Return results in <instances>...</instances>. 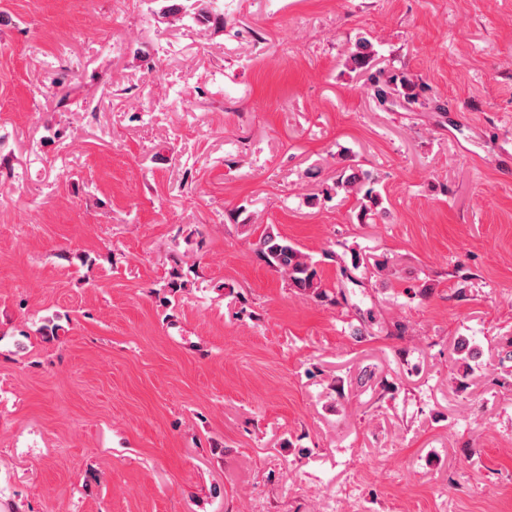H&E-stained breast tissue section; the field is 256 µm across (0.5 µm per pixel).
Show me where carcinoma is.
<instances>
[{
    "label": "carcinoma",
    "mask_w": 512,
    "mask_h": 512,
    "mask_svg": "<svg viewBox=\"0 0 512 512\" xmlns=\"http://www.w3.org/2000/svg\"><path fill=\"white\" fill-rule=\"evenodd\" d=\"M376 56L377 50L373 39L361 36L349 52L347 66L353 71L370 72L369 87L379 103L393 104L399 99L408 106L425 104V100L422 99L424 88L405 73L372 71ZM378 182L379 179L374 175L355 169L349 174L341 172L336 179V188L361 196L358 218L362 223L378 214V208L382 203L381 195L375 188ZM253 254L258 262L285 275L288 287L298 294L333 305L340 304V300L345 298V294L340 291H327L319 274L317 262L281 235L272 225L267 226L259 236Z\"/></svg>",
    "instance_id": "carcinoma-1"
}]
</instances>
